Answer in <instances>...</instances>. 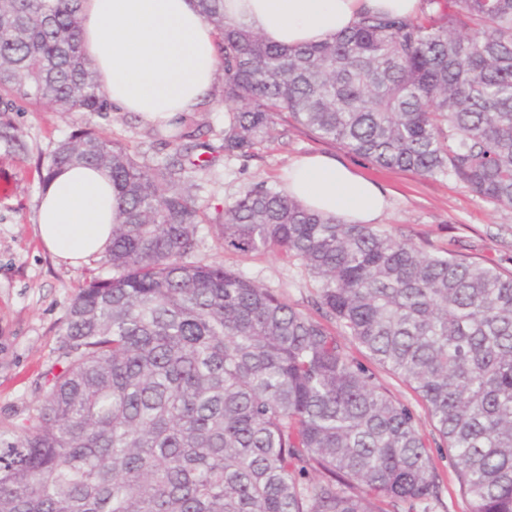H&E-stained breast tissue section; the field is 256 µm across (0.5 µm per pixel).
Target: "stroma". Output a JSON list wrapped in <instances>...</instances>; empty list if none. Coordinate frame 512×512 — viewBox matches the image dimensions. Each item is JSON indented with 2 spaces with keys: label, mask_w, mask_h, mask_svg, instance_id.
Wrapping results in <instances>:
<instances>
[{
  "label": "stroma",
  "mask_w": 512,
  "mask_h": 512,
  "mask_svg": "<svg viewBox=\"0 0 512 512\" xmlns=\"http://www.w3.org/2000/svg\"><path fill=\"white\" fill-rule=\"evenodd\" d=\"M195 118L206 128L215 160L209 172L192 177L193 191L202 204L231 202L251 182L282 180L296 158L329 154L387 190L390 206L382 222L395 232L428 251L453 242L462 252L512 269V210L476 196L462 182L378 168L302 128L290 129L287 142H270L254 157L229 161L222 148L223 109L208 100L196 110ZM14 120L29 152L19 157L0 153V176L9 177L7 189H0V419L25 415L37 395L41 373L58 355L60 332L72 300L86 282L111 274L99 259L66 267L43 250L35 223L40 193L38 156L51 153L60 140L87 123L100 124L147 160L165 155L150 136L149 123L126 112L103 118L65 116L41 106L15 114ZM197 239L192 261L221 262L239 269L290 304L315 313V288L299 262L275 252L239 256L224 251L212 224L199 225Z\"/></svg>",
  "instance_id": "1"
}]
</instances>
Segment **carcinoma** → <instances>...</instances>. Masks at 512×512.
Returning <instances> with one entry per match:
<instances>
[{
  "instance_id": "1",
  "label": "carcinoma",
  "mask_w": 512,
  "mask_h": 512,
  "mask_svg": "<svg viewBox=\"0 0 512 512\" xmlns=\"http://www.w3.org/2000/svg\"><path fill=\"white\" fill-rule=\"evenodd\" d=\"M85 0H0V147L27 152L21 103L114 111L81 45ZM215 33L224 157L300 126L387 169L453 178L512 209V0H422L282 47L196 0ZM147 162L94 127L64 167L112 179V276L71 302L43 395L0 422V512H431L451 455L468 512H512V271L381 224H344L267 180L229 205L192 194L210 165L191 116ZM224 250L297 260L318 317L222 263L192 262L200 224ZM405 382L433 428L352 353Z\"/></svg>"
}]
</instances>
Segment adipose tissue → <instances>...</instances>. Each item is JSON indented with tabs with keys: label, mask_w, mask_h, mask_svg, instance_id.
I'll list each match as a JSON object with an SVG mask.
<instances>
[{
	"label": "adipose tissue",
	"mask_w": 512,
	"mask_h": 512,
	"mask_svg": "<svg viewBox=\"0 0 512 512\" xmlns=\"http://www.w3.org/2000/svg\"><path fill=\"white\" fill-rule=\"evenodd\" d=\"M420 9L421 0H224L227 18L286 47L323 40L367 11L409 17ZM82 43L109 99L147 123H172L212 90L215 35L194 0H87ZM285 188L346 224L376 223L389 205L378 183L327 154L297 158ZM117 208L104 172H58L38 200L41 244L60 264L80 266L109 244Z\"/></svg>",
	"instance_id": "adipose-tissue-1"
}]
</instances>
